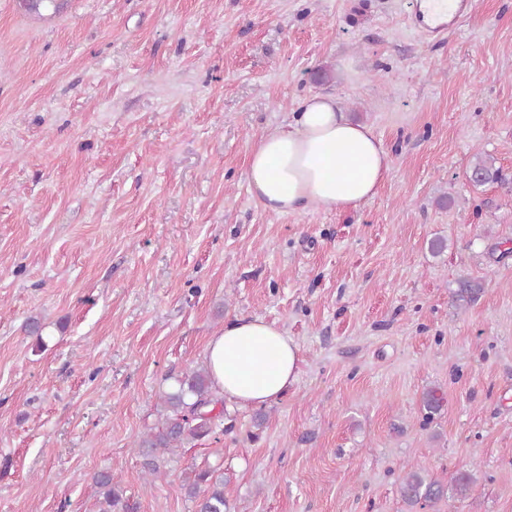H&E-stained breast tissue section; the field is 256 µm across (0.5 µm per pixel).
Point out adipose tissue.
Masks as SVG:
<instances>
[{"mask_svg": "<svg viewBox=\"0 0 512 512\" xmlns=\"http://www.w3.org/2000/svg\"><path fill=\"white\" fill-rule=\"evenodd\" d=\"M392 155L366 125L353 122L335 97L311 95L294 123L263 135L246 167L251 195L273 212L316 205L358 208L388 176ZM299 348L264 319L238 317L209 340L205 364L225 398L250 408L277 400L297 378Z\"/></svg>", "mask_w": 512, "mask_h": 512, "instance_id": "1", "label": "adipose tissue"}]
</instances>
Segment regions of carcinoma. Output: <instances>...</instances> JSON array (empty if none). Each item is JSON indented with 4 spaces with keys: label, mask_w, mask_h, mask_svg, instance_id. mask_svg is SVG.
Instances as JSON below:
<instances>
[{
    "label": "carcinoma",
    "mask_w": 512,
    "mask_h": 512,
    "mask_svg": "<svg viewBox=\"0 0 512 512\" xmlns=\"http://www.w3.org/2000/svg\"><path fill=\"white\" fill-rule=\"evenodd\" d=\"M469 180L475 185L502 184L505 178L495 161L475 157L469 167ZM483 283L468 277L457 280L455 292L459 305H468L483 293ZM224 398L213 388L207 368L193 370L178 380V388L161 397L164 426L156 434H148L137 445L142 473L156 479L164 475L165 456L173 455L184 445L215 433L224 424ZM421 407L423 425L430 424L441 410L442 398L431 388L423 393ZM98 493L103 497L99 512H122L123 490L114 481L112 471L104 470L93 477ZM476 482L473 469L461 470L454 478L453 486L432 479L422 468L408 471L400 483L402 500L410 507L421 509L448 497V492L464 495ZM184 491L194 503V512H227L224 498V480L214 476L208 467L191 466L180 481Z\"/></svg>",
    "instance_id": "carcinoma-1"
}]
</instances>
